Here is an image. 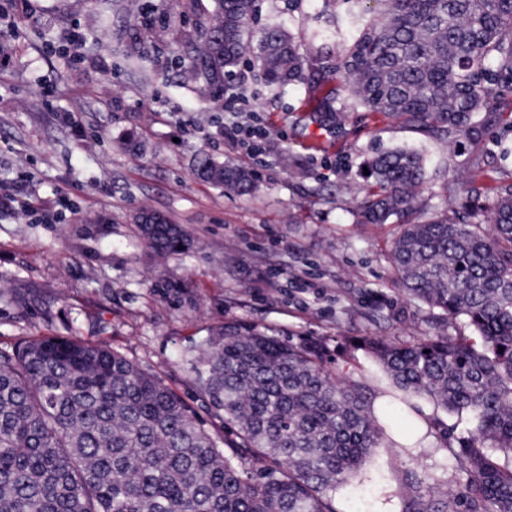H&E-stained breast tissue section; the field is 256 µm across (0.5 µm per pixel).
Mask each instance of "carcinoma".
<instances>
[{
    "instance_id": "cac0c4a2",
    "label": "carcinoma",
    "mask_w": 512,
    "mask_h": 512,
    "mask_svg": "<svg viewBox=\"0 0 512 512\" xmlns=\"http://www.w3.org/2000/svg\"><path fill=\"white\" fill-rule=\"evenodd\" d=\"M354 21L338 69L366 112L479 140L486 116L512 106V0H374ZM256 0H213L199 24L187 81L217 102L246 54ZM255 63L278 90L327 69L275 25ZM361 224L401 222L391 265L408 301L475 336H366L348 343L382 368L388 423L410 421L417 400L467 424L448 446L460 486L403 512H512V178L468 194L487 207L416 210L423 156L399 148L363 161ZM197 175L247 194L257 174L203 157ZM160 255L192 239L165 220L149 232ZM193 384L224 413L232 437L212 433L156 377L102 344L44 336L0 351V512H337L331 493L366 461L385 429L362 379L325 363L320 341L284 344L229 323L200 346Z\"/></svg>"
}]
</instances>
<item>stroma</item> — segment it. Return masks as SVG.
<instances>
[{
  "label": "stroma",
  "instance_id": "stroma-1",
  "mask_svg": "<svg viewBox=\"0 0 512 512\" xmlns=\"http://www.w3.org/2000/svg\"><path fill=\"white\" fill-rule=\"evenodd\" d=\"M259 25L324 47L330 64L354 33L345 0H257ZM211 0H20L0 39V197L35 201L0 210V350L62 336L103 343L156 376L207 429L218 413L191 383L201 342L228 322L281 341L323 340L338 371L344 337L412 340L440 329L408 302L389 253L398 224H358L361 162L378 152L423 154L419 203L457 207L473 185L512 175V133L490 121L480 141H457L363 111L317 113L305 85L268 87L243 64L225 104L201 99L175 65ZM252 129L262 180L248 195L196 175L209 154L238 164L234 139ZM148 208L182 225L194 244L156 256L135 221ZM426 441L385 445L337 489L338 512H401L406 493L435 498L449 436L420 401ZM415 475L406 487V475Z\"/></svg>",
  "mask_w": 512,
  "mask_h": 512
}]
</instances>
